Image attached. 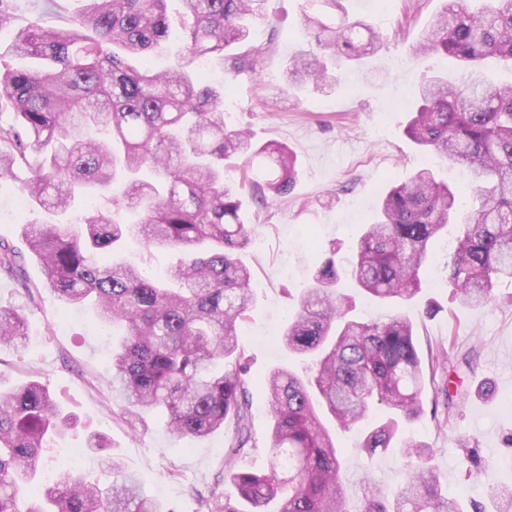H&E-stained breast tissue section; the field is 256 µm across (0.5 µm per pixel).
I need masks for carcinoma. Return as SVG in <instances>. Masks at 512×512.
I'll use <instances>...</instances> for the list:
<instances>
[{"instance_id": "cac0c4a2", "label": "carcinoma", "mask_w": 512, "mask_h": 512, "mask_svg": "<svg viewBox=\"0 0 512 512\" xmlns=\"http://www.w3.org/2000/svg\"><path fill=\"white\" fill-rule=\"evenodd\" d=\"M69 2L48 0L56 24L20 28L8 50L43 65L0 74V112L15 117L0 123V175L28 166L23 192L52 216L81 193L106 198L107 208L78 223L27 224L24 236L63 304L91 305L102 324L125 325L112 344V396L129 431L139 430L140 408L161 412L179 438H205L231 419L215 485H232L248 512H267L275 499L278 512H351L342 453L322 411L346 429L379 404L385 417L360 448L373 456L397 444L416 463L390 496L365 479L358 512H460L428 465L433 449L397 440L423 414L426 383L452 366L454 342L430 354L426 372L409 319L353 318L336 283L343 273L381 304L413 300L430 247L451 224L459 232L448 282L462 304H487L497 283L512 281V84L473 71L490 57L512 65V0H445L416 41L415 58L444 54L468 71L456 83L425 78L405 133L468 169L477 207L462 211L460 190L418 170L384 190L348 268L339 271L330 258L316 269L281 333L290 355L311 361L310 375L280 367L264 379L266 473L232 468L257 448L238 334L253 300L251 270L239 253L255 232L247 202L288 196L296 160L285 146L256 148L246 132L228 128L224 85L189 69L199 57L222 59L227 47L243 44L265 0H178L184 56L163 70L153 68L151 54L169 38V0H82L74 14ZM304 25L321 56L292 57L290 86L330 85L333 66L381 47V35L363 20L330 21L317 11L304 13ZM124 211L139 214L147 245L185 254L168 279L117 258L130 229ZM24 327L22 307L0 306V349L18 348ZM74 426L40 381L0 391V512H174L144 495L117 456L106 459L101 480L60 468L51 483L38 484L45 449ZM487 495L496 512H512V485ZM200 508L241 512L216 488Z\"/></svg>"}]
</instances>
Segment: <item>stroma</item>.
Wrapping results in <instances>:
<instances>
[{"label": "stroma", "mask_w": 512, "mask_h": 512, "mask_svg": "<svg viewBox=\"0 0 512 512\" xmlns=\"http://www.w3.org/2000/svg\"><path fill=\"white\" fill-rule=\"evenodd\" d=\"M443 0H390L386 10L368 9L365 0H336L323 6L325 16L343 11L366 21L383 36L374 54L343 64L336 85L317 90L287 86L289 60L314 51L302 25L307 0H265L264 17L250 28L248 46L260 48L253 69L238 73L224 97L229 127L249 133L255 146L279 142L291 148L298 176L291 194L270 200L267 207H248L255 234L241 258L254 270L250 287L254 303L239 336L249 360L253 433L259 448L238 460L253 472L269 470L264 449L271 424L264 378L274 367L290 364L303 372L302 362L286 361L281 343L266 346L260 336L281 332L286 316L325 259L346 263L356 250L361 228L371 222L381 192L407 179L415 170L432 166L456 182L458 170L415 145L405 127L417 102L413 89L424 77L453 73L446 60H416L410 48L420 30L442 8ZM43 212L25 202L14 217L0 220V242L21 257L19 273L0 271V306L24 308L27 339L18 349L0 351V378L20 384L38 377L52 391L60 409L78 419L44 458L53 469L68 449L83 451L81 472L95 479L102 455L88 451L89 432L111 441L126 469L142 481L144 493L177 512H198L199 497L208 495L224 470L225 433L203 439H178L166 429L159 412L141 413L143 425L130 433L112 398L111 364L106 356L107 332L92 309L64 306L45 285L40 262L22 235V228ZM452 241L435 244L432 268L415 299L397 305L398 313L415 326L421 354L455 342L459 352L475 351L477 369H459L449 386L456 408L437 404L434 388L424 394L425 414L407 431V440L433 448L431 464L443 492L458 501L462 512H494L486 495L490 487L512 481V283L502 282L496 298L482 307L462 305L446 279ZM177 250L147 247L131 234L126 260L156 274L177 263ZM362 427L336 430L343 451L342 477L358 490L371 477L385 493L404 484L408 461L398 452L367 456L357 447ZM469 446H462V439Z\"/></svg>", "instance_id": "1"}]
</instances>
